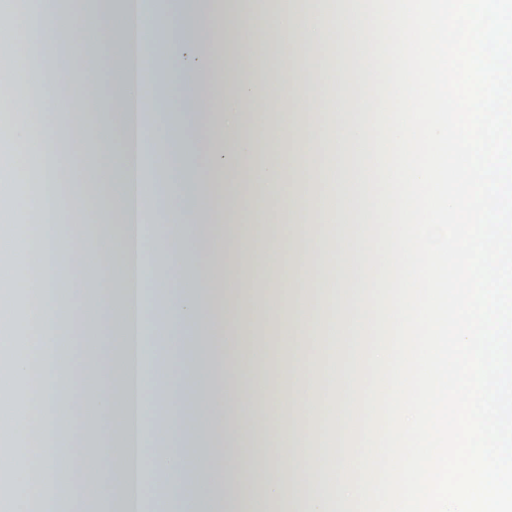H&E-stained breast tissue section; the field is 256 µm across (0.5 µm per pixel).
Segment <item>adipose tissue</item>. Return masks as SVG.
<instances>
[{
    "mask_svg": "<svg viewBox=\"0 0 512 512\" xmlns=\"http://www.w3.org/2000/svg\"><path fill=\"white\" fill-rule=\"evenodd\" d=\"M91 2L71 0L63 24L47 0L0 10L21 60V117L0 133V184L22 172L18 206L37 221L0 254V300L14 305L0 320V396L15 405L0 422V512H59L72 488L82 512H99L106 495L119 512L140 497L153 512H274L285 475L293 512H334L360 335L367 110L363 91L344 88V68L314 49L367 52L359 4L291 7L250 26L229 2L216 37L214 0H170L182 22L165 42L148 0H113L95 21L114 47L104 94L95 74L78 92L45 73L57 50L83 43ZM160 140L177 152L193 143L204 171L182 178L170 161L141 174ZM70 150L88 162L83 178ZM272 203L287 237L268 229ZM77 235L83 243L65 248ZM160 254L175 257L173 278L159 275ZM256 280L280 292L264 319L287 353L241 322ZM66 298L85 305L81 322L65 321ZM101 311L114 356L61 366L70 332L95 344ZM187 335L206 345L180 362L175 343ZM62 413L76 428H60ZM103 424L107 448L96 443Z\"/></svg>",
    "mask_w": 512,
    "mask_h": 512,
    "instance_id": "1",
    "label": "adipose tissue"
}]
</instances>
